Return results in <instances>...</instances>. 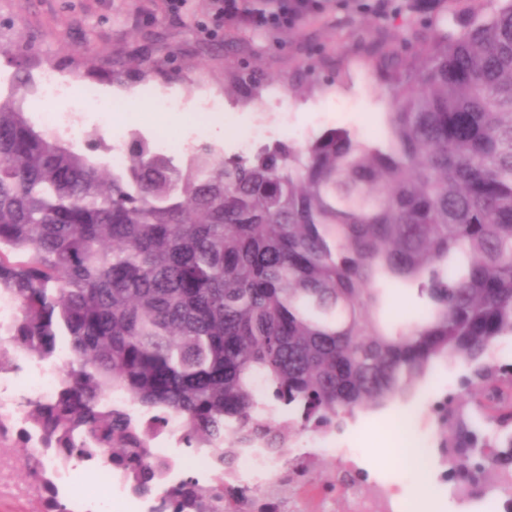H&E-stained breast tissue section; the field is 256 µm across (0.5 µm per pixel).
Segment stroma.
I'll use <instances>...</instances> for the list:
<instances>
[{
	"label": "stroma",
	"mask_w": 512,
	"mask_h": 512,
	"mask_svg": "<svg viewBox=\"0 0 512 512\" xmlns=\"http://www.w3.org/2000/svg\"><path fill=\"white\" fill-rule=\"evenodd\" d=\"M221 0H0V73L15 68L37 75L50 66L70 83L66 96L27 90L21 105L29 119L69 112L90 129L89 144L129 142L132 134L165 133L187 157L207 143L217 152H239L242 137L264 130V142L304 143L329 128L343 127L371 140L388 110L383 75L395 67L405 17H352L315 13L293 29L256 23L215 25ZM179 100L169 126L156 123L159 100ZM235 136H228L226 126ZM468 368L436 364L413 395L358 412L344 428L303 432L291 454L319 445L354 449L367 473L401 485L410 501L425 496L413 472L388 455L391 424L401 418L410 431L426 426L431 403L458 391ZM336 466L323 454L308 474L289 486H258L264 499L293 501L295 512H315L319 491H330Z\"/></svg>",
	"instance_id": "35a3bbf8"
}]
</instances>
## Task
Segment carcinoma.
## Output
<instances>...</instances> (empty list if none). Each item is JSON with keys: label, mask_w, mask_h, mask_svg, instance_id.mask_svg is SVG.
Instances as JSON below:
<instances>
[{"label": "carcinoma", "mask_w": 512, "mask_h": 512, "mask_svg": "<svg viewBox=\"0 0 512 512\" xmlns=\"http://www.w3.org/2000/svg\"><path fill=\"white\" fill-rule=\"evenodd\" d=\"M357 0L409 15L415 51L385 78L371 142L329 128L250 155L207 144L178 162L141 136L113 168L35 128L0 98V329L41 361L73 359L57 398L31 402L47 442L97 458L136 490L165 481L151 453L177 423L207 448L218 487L191 476L155 512H266L224 483L247 452L282 456L291 432L408 397L440 360L473 379L434 414L470 488L512 489V0ZM320 0H243L236 14L294 25ZM468 16L448 32V16ZM413 287L399 319L387 287ZM122 398L110 406L101 398Z\"/></svg>", "instance_id": "cac0c4a2"}]
</instances>
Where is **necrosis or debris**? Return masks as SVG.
Wrapping results in <instances>:
<instances>
[{"label":"necrosis or debris","mask_w":512,"mask_h":512,"mask_svg":"<svg viewBox=\"0 0 512 512\" xmlns=\"http://www.w3.org/2000/svg\"><path fill=\"white\" fill-rule=\"evenodd\" d=\"M12 359L10 366L0 368V501L12 498L13 475L27 463L39 471L40 479L29 485L26 493L41 499L42 512H56L60 506L65 512H112L111 494L96 496L78 486L82 475L113 486L111 469L97 460L60 459L48 447L44 429L33 424L25 412L27 402H48L56 397L62 370L71 360L69 349L60 348L51 362L35 364L17 352ZM19 443L31 449L30 460L14 454L13 449ZM403 445L413 449L416 467L425 469L437 483L447 486L457 499H464L460 486L448 480L446 451L412 434L405 435ZM344 493L349 504L347 512H408L401 489L390 483L373 481L367 492L350 485Z\"/></svg>","instance_id":"4bbe7bcc"}]
</instances>
